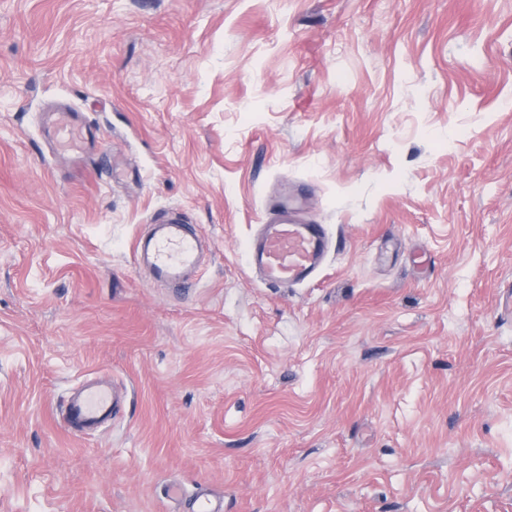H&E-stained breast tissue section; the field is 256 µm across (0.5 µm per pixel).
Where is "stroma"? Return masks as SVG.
Wrapping results in <instances>:
<instances>
[{"label": "stroma", "instance_id": "obj_1", "mask_svg": "<svg viewBox=\"0 0 512 512\" xmlns=\"http://www.w3.org/2000/svg\"><path fill=\"white\" fill-rule=\"evenodd\" d=\"M284 199L332 246L276 288L242 246ZM170 208L214 243L180 295L133 256ZM102 374L123 405L68 434ZM202 487L512 512V0H0V512ZM53 115L51 129L56 142L62 133L79 138L83 143V148L82 153L77 156L78 158H84L85 154L98 150L99 142L92 135L93 128L84 117L80 116L79 112L69 109L66 112H55ZM116 393L111 382L82 383L59 413L62 427L75 436L88 435L115 416Z\"/></svg>", "mask_w": 512, "mask_h": 512}]
</instances>
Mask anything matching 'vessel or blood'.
<instances>
[{"instance_id": "1", "label": "vessel or blood", "mask_w": 512, "mask_h": 512, "mask_svg": "<svg viewBox=\"0 0 512 512\" xmlns=\"http://www.w3.org/2000/svg\"><path fill=\"white\" fill-rule=\"evenodd\" d=\"M53 136L69 134L83 143V153L98 149L92 126L74 111L55 113ZM325 225L298 219L287 206L274 208L266 224L260 225L246 245L249 268L272 285L288 286L314 281L330 250ZM203 238L189 230L180 217L171 216L156 224L151 235L138 237L134 255L147 268L152 281L165 288L184 287L201 265ZM116 393L104 380L82 383L59 414L62 427L82 436L108 424L115 415Z\"/></svg>"}]
</instances>
